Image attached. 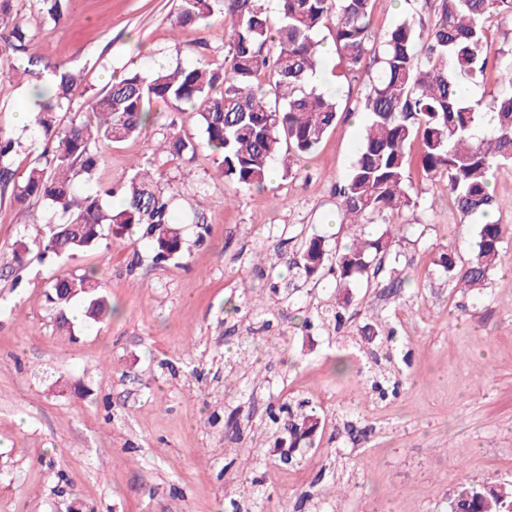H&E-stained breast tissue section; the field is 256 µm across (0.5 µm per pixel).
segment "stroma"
<instances>
[{
    "label": "stroma",
    "mask_w": 512,
    "mask_h": 512,
    "mask_svg": "<svg viewBox=\"0 0 512 512\" xmlns=\"http://www.w3.org/2000/svg\"><path fill=\"white\" fill-rule=\"evenodd\" d=\"M178 4L73 0L71 19L41 26L29 54L79 72L77 109L107 76L152 72L158 56L170 69L201 55L222 65L217 28L176 26ZM484 54L487 75L473 90L488 104L500 90L496 64L512 55V19L489 23ZM325 67L348 113L264 190L225 182L207 150L155 153L173 128L201 138L169 103L153 105L142 135L113 145L101 184L125 182L135 163L179 188L183 253L166 262L138 231L41 259L37 244L59 214L0 196V512H313L308 491L325 496V512H448L460 483L512 485V164L491 179L504 234L482 290L455 287L437 266L450 248L468 258L478 226L443 184L422 179L416 205L387 227L398 262L355 289L340 330L303 324L334 304L329 282L269 263L311 236L342 246L353 234L334 221L336 187L356 158L378 67L349 76L333 55ZM30 92L26 80L0 88V131L19 138L21 173L46 146L16 121ZM90 270L112 316L86 327L77 299L75 321L61 326L50 283ZM395 278L403 286L392 292ZM367 323L378 330L369 342L358 333ZM339 358L348 368L338 374ZM288 403L318 421L297 464L282 460L286 421L270 420Z\"/></svg>",
    "instance_id": "obj_1"
}]
</instances>
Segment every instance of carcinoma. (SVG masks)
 Here are the masks:
<instances>
[{
  "label": "carcinoma",
  "mask_w": 512,
  "mask_h": 512,
  "mask_svg": "<svg viewBox=\"0 0 512 512\" xmlns=\"http://www.w3.org/2000/svg\"><path fill=\"white\" fill-rule=\"evenodd\" d=\"M15 0H0V59L27 56L34 30L70 15L71 0H32L36 17L14 11ZM272 19L262 0H180L176 25L224 29V65L206 62L160 70L146 77L132 69L107 84L91 101L90 112L71 111L77 73L65 64L37 73V97L30 130L53 143L16 182L12 158L20 142L0 136V193L24 205L42 200L67 215L49 224L42 250L56 258L97 245L102 236L123 239L134 228L154 245L160 262L179 255L182 237L170 213L172 188L158 184L143 168L120 187L82 194L78 185L101 172L112 145L140 136L155 102H176L197 117L202 141L171 132L158 150L172 157L202 146L213 155L224 180L247 189L265 188L267 174L288 151V162L314 151L340 120L338 101L317 90L310 77L322 65L326 29L332 46L351 73L368 59L380 64L363 103L366 123L350 172L339 188L344 223L357 226L387 221L415 205L418 190L410 179L408 148L417 142V161L426 180H442L448 201L464 217H484L495 207L489 178L494 168L512 162V67L500 72L501 90L490 105L462 94V87L484 75L487 20L512 18V0H432L433 19L425 24L402 16L383 34L372 30L376 0H278ZM120 195L116 208L103 197ZM502 225L483 222L476 247L465 263L455 251L439 255L448 279L465 288L486 280L499 260ZM392 255L389 231L360 239L342 251L321 236L305 241L288 267L306 282L330 277L336 306L321 320L341 326L342 310L353 288L369 284ZM98 273L59 277L51 299L65 308L78 296L87 300L84 316L98 323L113 312L101 292ZM310 417L291 425L293 444L312 436ZM448 512H512V492L488 485L461 487Z\"/></svg>",
  "instance_id": "obj_1"
}]
</instances>
